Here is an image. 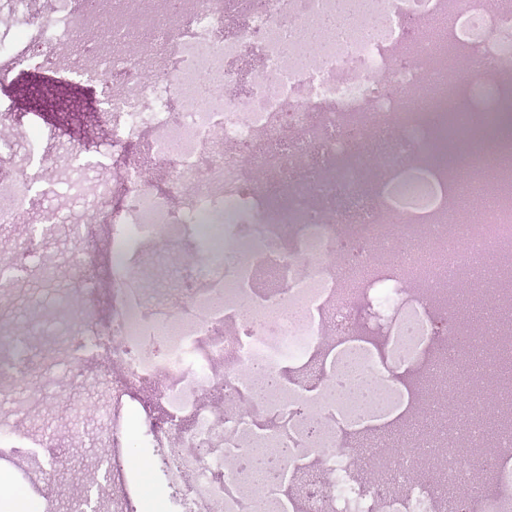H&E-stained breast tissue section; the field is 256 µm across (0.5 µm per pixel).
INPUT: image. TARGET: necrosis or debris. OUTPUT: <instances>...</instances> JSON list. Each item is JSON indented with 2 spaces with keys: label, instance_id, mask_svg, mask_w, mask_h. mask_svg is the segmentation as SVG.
Wrapping results in <instances>:
<instances>
[{
  "label": "necrosis or debris",
  "instance_id": "1",
  "mask_svg": "<svg viewBox=\"0 0 512 512\" xmlns=\"http://www.w3.org/2000/svg\"><path fill=\"white\" fill-rule=\"evenodd\" d=\"M21 39L0 36V84L23 68L89 77L112 123V179L86 195L81 223L112 253V311L87 323L97 284L79 276L38 323L0 342V379L43 369L19 408L46 397L71 412L69 364L112 345V404L94 409L116 448L150 449L174 512H445L460 460L492 484L471 512H512V388L474 386L461 337L487 340L492 367L512 362V325L446 319L449 304L512 310V167L449 206L466 159L429 166L448 105L467 117L495 101L512 63V9L485 0H52L49 17L10 0ZM345 9L340 31L326 18ZM449 21L440 44L421 26ZM449 73L412 110L407 96L449 58ZM208 81L209 93L200 90ZM396 132L415 155L368 188L363 158L388 163ZM42 207L26 178L0 177V224ZM335 331L336 344L320 337ZM447 383L428 398L441 426L393 452L367 448L358 479L344 434L382 429L419 397L399 374ZM277 376L257 393V369ZM291 451L296 494L256 479L247 453ZM318 493L304 489L314 474Z\"/></svg>",
  "mask_w": 512,
  "mask_h": 512
}]
</instances>
